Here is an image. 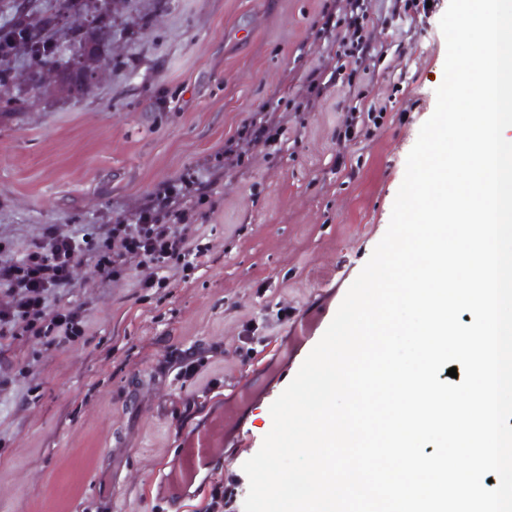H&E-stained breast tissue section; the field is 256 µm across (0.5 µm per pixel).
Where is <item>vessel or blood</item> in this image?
<instances>
[{"label": "vessel or blood", "instance_id": "vessel-or-blood-1", "mask_svg": "<svg viewBox=\"0 0 512 512\" xmlns=\"http://www.w3.org/2000/svg\"><path fill=\"white\" fill-rule=\"evenodd\" d=\"M261 392V383L247 386L235 400L214 411L203 424L182 429L178 458L171 470L161 477V484L172 501L184 499L201 475L214 470L225 448L241 443L244 416L259 401Z\"/></svg>", "mask_w": 512, "mask_h": 512}]
</instances>
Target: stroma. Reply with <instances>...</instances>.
<instances>
[{
    "mask_svg": "<svg viewBox=\"0 0 512 512\" xmlns=\"http://www.w3.org/2000/svg\"><path fill=\"white\" fill-rule=\"evenodd\" d=\"M369 2L377 55L360 102L382 114L343 149L347 88L312 99L305 79L336 68L322 13L343 14L348 0H125L99 43L103 80L0 112V241L11 245L46 224L87 233L130 217L187 171L210 186L197 222L203 270L143 288L137 265L104 283L82 261L59 301L86 309L82 338L0 341V512H206L218 484L224 512H243L242 465L301 359L190 497L161 499L156 482L180 452V428L250 385L310 308L330 324L387 230L443 81L448 0L424 15ZM251 112L286 134L240 141L242 162L228 165L224 145ZM188 348L203 366L185 384L164 364Z\"/></svg>",
    "mask_w": 512,
    "mask_h": 512,
    "instance_id": "35a3bbf8",
    "label": "stroma"
}]
</instances>
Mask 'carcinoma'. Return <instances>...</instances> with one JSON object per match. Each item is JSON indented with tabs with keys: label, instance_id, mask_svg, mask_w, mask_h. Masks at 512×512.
<instances>
[{
	"label": "carcinoma",
	"instance_id": "1",
	"mask_svg": "<svg viewBox=\"0 0 512 512\" xmlns=\"http://www.w3.org/2000/svg\"><path fill=\"white\" fill-rule=\"evenodd\" d=\"M85 4L86 0H55L49 10L37 5L27 11L13 6L9 24L0 27V86L13 81L12 58L21 52L28 57L33 73L49 63L57 64L71 76L68 91L84 92L89 85L85 71L96 60L88 53H78V49L87 46L89 34L96 28L73 31L69 39L70 53L66 54L54 42L53 21L57 13L77 10Z\"/></svg>",
	"mask_w": 512,
	"mask_h": 512
}]
</instances>
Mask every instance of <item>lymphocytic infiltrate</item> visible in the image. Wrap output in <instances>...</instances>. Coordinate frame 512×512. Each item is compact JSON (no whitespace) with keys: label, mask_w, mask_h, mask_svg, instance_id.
Returning a JSON list of instances; mask_svg holds the SVG:
<instances>
[{"label":"lymphocytic infiltrate","mask_w":512,"mask_h":512,"mask_svg":"<svg viewBox=\"0 0 512 512\" xmlns=\"http://www.w3.org/2000/svg\"><path fill=\"white\" fill-rule=\"evenodd\" d=\"M349 5L344 17L325 14L322 30L334 34L342 57L361 63L372 49L374 19L368 0H349ZM207 197V185L186 173L153 193L134 217L104 226L102 236H77L47 224L22 253L0 244V340L42 336L72 342L84 336V308L52 306L70 288L73 266L81 258L92 260L105 282L123 279L133 258L147 271L142 287H168L175 275L189 279L207 255L195 241L196 208Z\"/></svg>","instance_id":"f902f5d3"}]
</instances>
